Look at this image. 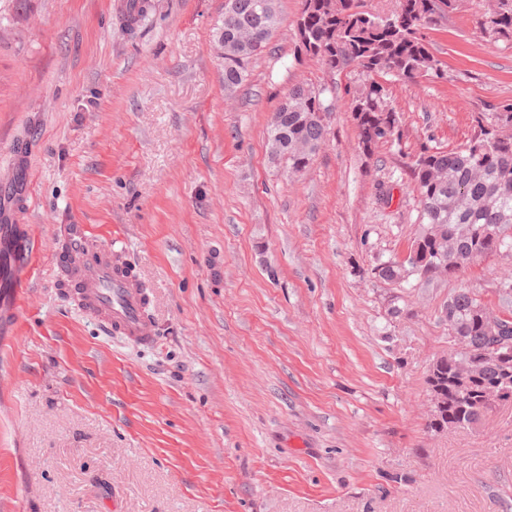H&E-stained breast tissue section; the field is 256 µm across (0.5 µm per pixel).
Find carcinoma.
I'll return each instance as SVG.
<instances>
[{
  "mask_svg": "<svg viewBox=\"0 0 512 512\" xmlns=\"http://www.w3.org/2000/svg\"><path fill=\"white\" fill-rule=\"evenodd\" d=\"M396 0L391 16L360 10V0H301L296 24L298 51L317 59L331 72L355 66L371 76L351 103L359 131L358 146L369 155L381 143L371 130L399 127L397 113L386 101L378 76L408 83L439 76L444 63L434 56L422 30L436 27L462 0ZM497 10L477 15L488 36L512 40V0H496ZM151 8L149 0H133L124 14L126 30L135 32ZM279 22L277 0H228L219 41L224 46V89L246 77L248 62L267 49ZM326 87L298 84L267 125L268 156L288 174L303 172L324 143L331 104ZM419 193L421 230L412 242L416 260H388L372 268L374 278L400 283L414 276L422 285L451 278L474 262L512 252V139L496 138L485 129L456 151H425L412 166ZM488 306L469 288L448 298L442 321L462 351L430 364L427 392L434 414L425 432L436 435L476 426L492 409L512 403V316L503 313L490 323ZM508 340L493 339L496 328Z\"/></svg>",
  "mask_w": 512,
  "mask_h": 512,
  "instance_id": "cac0c4a2",
  "label": "carcinoma"
}]
</instances>
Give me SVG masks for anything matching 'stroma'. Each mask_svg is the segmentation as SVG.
Listing matches in <instances>:
<instances>
[{
	"mask_svg": "<svg viewBox=\"0 0 512 512\" xmlns=\"http://www.w3.org/2000/svg\"><path fill=\"white\" fill-rule=\"evenodd\" d=\"M485 2L426 30L442 77H383L400 132L366 155L351 102L367 78L296 55L300 0H278L231 93L225 0H152L133 36L126 0H0V174L30 134L41 243L21 306L0 308V512H512V404L424 431L440 310L468 286L502 312L512 253L428 287L371 273L420 230L415 158L512 103V41L478 28ZM296 84L334 95L291 177L266 129ZM67 224L122 237L156 348L72 307L52 250Z\"/></svg>",
	"mask_w": 512,
	"mask_h": 512,
	"instance_id": "stroma-1",
	"label": "stroma"
}]
</instances>
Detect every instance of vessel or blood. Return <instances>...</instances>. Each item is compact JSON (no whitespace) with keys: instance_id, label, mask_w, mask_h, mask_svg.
<instances>
[{"instance_id":"1","label":"vessel or blood","mask_w":512,"mask_h":512,"mask_svg":"<svg viewBox=\"0 0 512 512\" xmlns=\"http://www.w3.org/2000/svg\"><path fill=\"white\" fill-rule=\"evenodd\" d=\"M28 149L27 138L15 141L13 175L0 180V297L12 304L21 292L18 269L27 254ZM54 254L75 309L128 346L150 348L158 343V325L145 302L147 287L135 272L126 271L122 254L112 243L76 224L58 239Z\"/></svg>"}]
</instances>
